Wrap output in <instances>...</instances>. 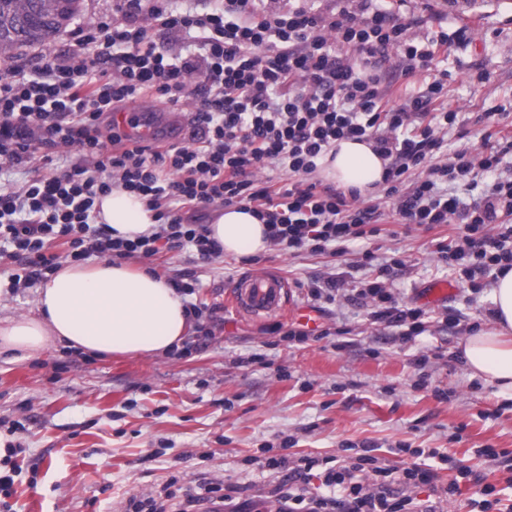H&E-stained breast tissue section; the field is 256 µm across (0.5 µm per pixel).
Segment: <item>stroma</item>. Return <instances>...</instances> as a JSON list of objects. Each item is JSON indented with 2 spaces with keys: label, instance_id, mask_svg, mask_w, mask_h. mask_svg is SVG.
<instances>
[{
  "label": "stroma",
  "instance_id": "1",
  "mask_svg": "<svg viewBox=\"0 0 512 512\" xmlns=\"http://www.w3.org/2000/svg\"><path fill=\"white\" fill-rule=\"evenodd\" d=\"M402 11L420 39L468 28L467 41L449 43L444 64L448 103L464 117L449 128L444 151L481 146L477 113H512V0H406ZM477 73L484 82L474 81ZM381 212L380 235L351 242L342 258L271 247L250 262L229 255L202 262L187 248L168 252L167 276L194 274L193 302L221 307L206 341L187 332L189 356L86 360L59 345L28 359L1 356L0 440L20 439L26 450L17 512H118L130 495L166 483L184 490L201 477L235 486L241 500L264 501L272 512L266 494L280 476L262 467L260 448L285 437L292 458L342 456L352 443L372 446L382 463L398 466L414 461L395 454L398 445L439 448L500 488L503 512H512V473L486 454L512 450V406L470 377L459 350L463 328L492 325V291L459 287L458 274L438 263L433 242L451 236L452 225L426 230L389 205ZM366 251L380 263L405 260L394 286L404 303L430 312L429 332L402 342L397 329L369 325L360 302L340 298L326 314H314L306 343L290 345L281 327L298 321L297 313L241 317L225 304L241 274L276 270L306 308L298 283L347 270ZM441 280L456 291L430 301L428 286ZM448 312L459 327L442 324ZM343 330L351 344L342 349ZM421 351L442 354L426 369L425 389L414 386L412 358ZM255 353L262 356L256 363ZM440 389L447 398L437 397ZM16 421L22 427L13 435L8 426Z\"/></svg>",
  "mask_w": 512,
  "mask_h": 512
}]
</instances>
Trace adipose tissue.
Listing matches in <instances>:
<instances>
[{
    "label": "adipose tissue",
    "mask_w": 512,
    "mask_h": 512,
    "mask_svg": "<svg viewBox=\"0 0 512 512\" xmlns=\"http://www.w3.org/2000/svg\"><path fill=\"white\" fill-rule=\"evenodd\" d=\"M320 171L340 187L367 192L382 180L384 162L369 143L342 140ZM96 207L99 223L119 237L148 232L156 222L145 199L121 188ZM208 230L227 254L268 248L265 224L241 206L217 212ZM492 303V327L468 334L462 356L473 377L512 395V271L495 282ZM36 306V315L0 318V354L31 358L56 344L104 355L162 354L182 343L189 321L183 297L166 278L108 261L61 268L39 288Z\"/></svg>",
    "instance_id": "ef3b65f1"
}]
</instances>
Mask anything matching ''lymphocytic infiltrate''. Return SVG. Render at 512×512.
I'll use <instances>...</instances> for the list:
<instances>
[{"label":"lymphocytic infiltrate","mask_w":512,"mask_h":512,"mask_svg":"<svg viewBox=\"0 0 512 512\" xmlns=\"http://www.w3.org/2000/svg\"><path fill=\"white\" fill-rule=\"evenodd\" d=\"M264 0H221L204 10L174 0H121L120 21L73 29L71 51H44L37 65L16 64L0 76V167L31 174L20 188L0 190V257L15 266L12 288L47 279L65 261L151 259L162 249L191 247L199 259L219 258L206 225L186 213L209 205L243 206L268 229L271 246L297 253L344 256L348 242L378 235L380 203L427 228L451 224L437 242L438 260L463 267L471 290L512 270V134H497L491 112L481 148L442 155L441 134L459 114L445 100L439 57L449 38L420 40L387 0H355L335 13L265 9ZM196 32V51L160 50L155 33ZM403 76L424 72L425 88L410 94L383 76L389 54ZM199 97L187 140L142 146L117 131L101 133L103 116L141 99L177 108ZM367 141L386 160L379 198H362L317 179L318 162L341 140ZM479 190L460 206L447 185ZM120 187L142 196L158 220L152 233L112 236L97 223L96 200ZM348 299L362 300L372 325L400 328L403 340L428 329L424 310L401 305L390 284L403 260L374 265ZM282 473L277 512H436L414 491L431 486L442 499L461 482L478 488L480 512L500 505V492L469 467L448 485L419 467L379 465L370 447L354 462L312 456L266 457ZM320 479L324 493L314 492ZM231 500L221 483L204 478L172 494L130 497L126 512H203Z\"/></svg>","instance_id":"1"}]
</instances>
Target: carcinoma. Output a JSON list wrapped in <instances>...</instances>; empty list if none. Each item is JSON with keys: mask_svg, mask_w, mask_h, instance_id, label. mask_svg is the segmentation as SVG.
<instances>
[{"mask_svg": "<svg viewBox=\"0 0 512 512\" xmlns=\"http://www.w3.org/2000/svg\"><path fill=\"white\" fill-rule=\"evenodd\" d=\"M81 0H0V54L54 38L80 13Z\"/></svg>", "mask_w": 512, "mask_h": 512, "instance_id": "carcinoma-1", "label": "carcinoma"}]
</instances>
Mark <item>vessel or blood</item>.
<instances>
[{"mask_svg":"<svg viewBox=\"0 0 512 512\" xmlns=\"http://www.w3.org/2000/svg\"><path fill=\"white\" fill-rule=\"evenodd\" d=\"M228 301L236 313L248 316L282 313L293 308L286 281L274 272L246 275L233 288Z\"/></svg>","mask_w":512,"mask_h":512,"instance_id":"vessel-or-blood-1","label":"vessel or blood"}]
</instances>
